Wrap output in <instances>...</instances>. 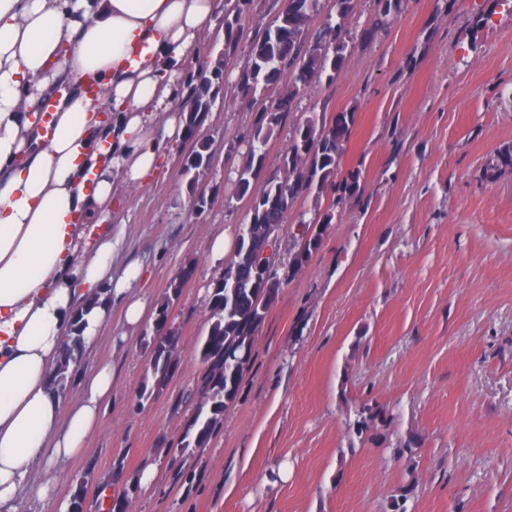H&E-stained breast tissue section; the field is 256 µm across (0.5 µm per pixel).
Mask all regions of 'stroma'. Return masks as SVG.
I'll list each match as a JSON object with an SVG mask.
<instances>
[{"label":"stroma","instance_id":"obj_1","mask_svg":"<svg viewBox=\"0 0 512 512\" xmlns=\"http://www.w3.org/2000/svg\"><path fill=\"white\" fill-rule=\"evenodd\" d=\"M277 11V0H251L240 20L229 77L198 129L209 169L181 177L185 141L166 178L119 196L114 264L144 266L147 313L128 334L113 303L96 351L117 371L112 401L83 456L55 463L48 496L30 487L22 512H70L78 494L95 512L113 480L127 512H392L407 485L406 512H512V170L482 178L512 147V0H405L379 28L374 0H353L342 69L283 115L253 187L281 174L299 122L351 110L342 169L359 172L360 190L297 272L293 233L314 205L289 210L282 284L237 398L204 447H180L203 374L195 342L224 270L210 242L249 221L227 174L262 103L242 97L237 77ZM164 302L181 349L159 380L144 336ZM364 402L386 421L359 438L345 421ZM409 439L415 453L394 457ZM151 465L147 493L138 477Z\"/></svg>","mask_w":512,"mask_h":512}]
</instances>
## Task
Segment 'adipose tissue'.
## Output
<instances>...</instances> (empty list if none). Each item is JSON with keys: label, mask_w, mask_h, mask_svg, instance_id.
Wrapping results in <instances>:
<instances>
[{"label": "adipose tissue", "mask_w": 512, "mask_h": 512, "mask_svg": "<svg viewBox=\"0 0 512 512\" xmlns=\"http://www.w3.org/2000/svg\"><path fill=\"white\" fill-rule=\"evenodd\" d=\"M223 0H0V512L42 465L81 456L112 399L100 362L63 408L51 386L82 324L93 350L124 302L136 329L147 303L138 264L114 272L106 223L116 180L142 186L181 141L171 114L175 63L195 53ZM54 100L52 131L35 117Z\"/></svg>", "instance_id": "1"}]
</instances>
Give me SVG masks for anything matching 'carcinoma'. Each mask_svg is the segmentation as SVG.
Instances as JSON below:
<instances>
[{"label": "carcinoma", "instance_id": "1", "mask_svg": "<svg viewBox=\"0 0 512 512\" xmlns=\"http://www.w3.org/2000/svg\"><path fill=\"white\" fill-rule=\"evenodd\" d=\"M336 13H327L312 38H307L309 23L324 11L322 0H279V10L264 35L250 46L246 69L238 76L243 97L252 100L271 93L273 101L247 138L246 150L236 168L233 181L237 197H249L255 202L256 221L265 225L267 244L277 249V232L285 216L301 197H310L318 204L330 196L329 208L313 220L300 221L294 236L296 267L309 257L320 244L322 225L332 223L335 210L347 198L360 190L357 171L341 175L345 144L351 134L355 113L338 112L330 121L317 122L309 117L300 123L293 135L288 153L283 159L285 176L269 180L256 192L254 180L262 169V146L272 136L283 113L292 112L299 94L314 82L332 83L343 66L349 47V36L343 27L350 11L351 0H334ZM247 0H235L233 7L224 9V47L218 61L210 68L201 65L184 75L176 76V97L181 100L186 136L192 139V150L181 176L194 183L191 173L211 166L213 154L209 142L195 138L196 132L215 104L226 80V62L238 43V23ZM290 76L288 90H280L283 74ZM512 169V150L499 152L496 164L485 170V179L494 180L499 171ZM265 289L250 286L236 289L234 298L227 297L224 278L214 282L210 297L208 327L197 341L199 356L206 373L198 388L200 402L192 422V443L202 447L213 435L218 421L236 400L245 370L224 356L227 347L236 344L248 349L253 356L255 335L265 319L271 301L264 298ZM62 349L53 375L58 390L70 382L69 364L77 361L81 352V328L74 329ZM355 419L348 428L361 436L384 422V413L377 406L363 403L354 410Z\"/></svg>", "mask_w": 512, "mask_h": 512}]
</instances>
